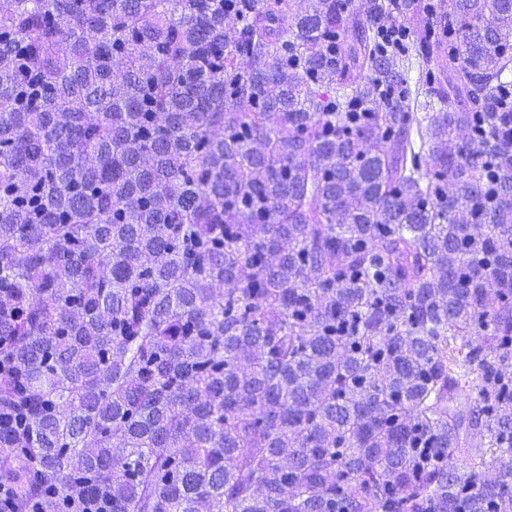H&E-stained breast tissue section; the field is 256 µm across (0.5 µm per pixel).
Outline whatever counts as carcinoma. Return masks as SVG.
<instances>
[{
  "label": "carcinoma",
  "instance_id": "carcinoma-1",
  "mask_svg": "<svg viewBox=\"0 0 512 512\" xmlns=\"http://www.w3.org/2000/svg\"><path fill=\"white\" fill-rule=\"evenodd\" d=\"M413 12L0 0L12 512H512V0Z\"/></svg>",
  "mask_w": 512,
  "mask_h": 512
}]
</instances>
